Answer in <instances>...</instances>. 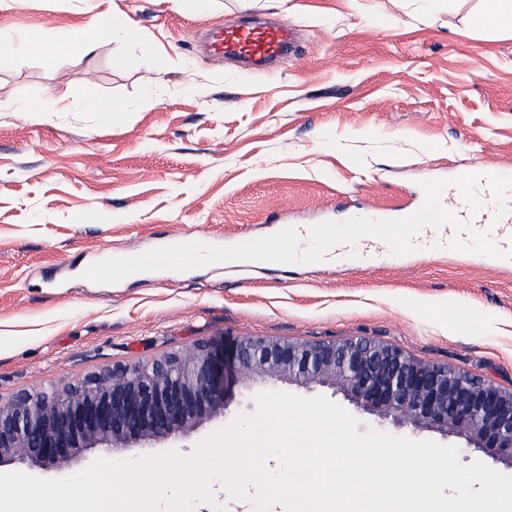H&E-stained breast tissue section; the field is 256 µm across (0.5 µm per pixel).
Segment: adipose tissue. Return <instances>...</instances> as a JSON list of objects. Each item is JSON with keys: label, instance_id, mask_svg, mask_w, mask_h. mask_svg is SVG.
Masks as SVG:
<instances>
[{"label": "adipose tissue", "instance_id": "obj_1", "mask_svg": "<svg viewBox=\"0 0 512 512\" xmlns=\"http://www.w3.org/2000/svg\"><path fill=\"white\" fill-rule=\"evenodd\" d=\"M130 29L131 26L126 16L115 11L94 25L88 32L73 38L71 42L52 43L41 33L21 31L15 34L11 46L19 53L40 58L47 64H54L68 57L71 50H78L82 55L89 54L101 43L111 40L114 32H127Z\"/></svg>", "mask_w": 512, "mask_h": 512}]
</instances>
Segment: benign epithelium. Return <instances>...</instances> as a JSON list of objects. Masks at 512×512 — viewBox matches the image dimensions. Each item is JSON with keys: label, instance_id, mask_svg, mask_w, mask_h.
I'll list each match as a JSON object with an SVG mask.
<instances>
[{"label": "benign epithelium", "instance_id": "1", "mask_svg": "<svg viewBox=\"0 0 512 512\" xmlns=\"http://www.w3.org/2000/svg\"><path fill=\"white\" fill-rule=\"evenodd\" d=\"M273 378L328 387L399 426L461 437L512 470V390L370 340L313 345L251 336L200 341L0 399V467L61 466L95 448L186 438L224 415L228 381Z\"/></svg>", "mask_w": 512, "mask_h": 512}]
</instances>
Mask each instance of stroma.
Masks as SVG:
<instances>
[{
  "instance_id": "1",
  "label": "stroma",
  "mask_w": 512,
  "mask_h": 512,
  "mask_svg": "<svg viewBox=\"0 0 512 512\" xmlns=\"http://www.w3.org/2000/svg\"><path fill=\"white\" fill-rule=\"evenodd\" d=\"M482 0H0V28L56 41L120 11L143 39L115 35L49 65L0 45V397L240 335L319 343L369 339L512 389V261L463 251L396 256L366 236L335 265L240 262L148 271L116 283L91 264L165 237L226 246L274 234L269 216L312 226L356 211L393 214L421 184L512 165V31L481 27ZM259 15L297 48L268 71L207 55L205 29ZM167 60L158 69L159 60ZM120 100L106 122L88 105ZM226 416L190 437L60 467L10 464L42 479L97 459L187 456L259 386L231 388ZM383 429L458 447L435 430Z\"/></svg>"
}]
</instances>
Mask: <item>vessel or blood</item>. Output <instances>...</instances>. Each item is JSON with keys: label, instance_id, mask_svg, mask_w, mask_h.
I'll return each instance as SVG.
<instances>
[{"label": "vessel or blood", "instance_id": "obj_1", "mask_svg": "<svg viewBox=\"0 0 512 512\" xmlns=\"http://www.w3.org/2000/svg\"><path fill=\"white\" fill-rule=\"evenodd\" d=\"M214 50L223 56L270 60L292 50L296 45L293 31L278 26H260L250 23L222 25L213 28ZM478 194L482 201L479 210H471L466 202H459L454 215L469 226L468 232L459 234L451 225H444L442 235L433 239L436 247H447L455 238L469 240L471 232L477 231L496 239H503L506 230L512 229V209L499 213L491 188L480 182Z\"/></svg>", "mask_w": 512, "mask_h": 512}]
</instances>
